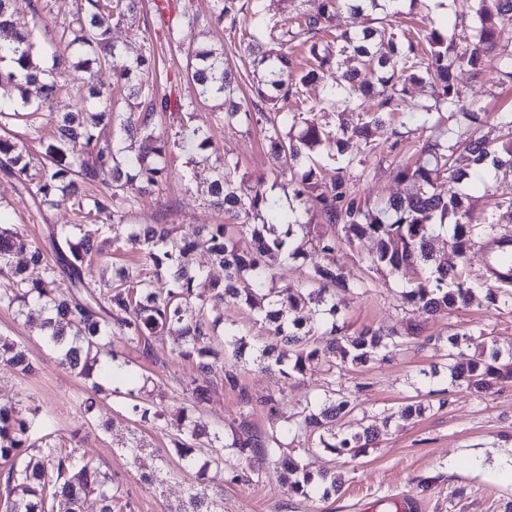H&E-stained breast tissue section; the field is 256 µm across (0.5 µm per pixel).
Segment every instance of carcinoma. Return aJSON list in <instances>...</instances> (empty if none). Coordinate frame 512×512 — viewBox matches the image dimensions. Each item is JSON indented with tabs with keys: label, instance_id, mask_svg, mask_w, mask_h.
<instances>
[{
	"label": "carcinoma",
	"instance_id": "1",
	"mask_svg": "<svg viewBox=\"0 0 512 512\" xmlns=\"http://www.w3.org/2000/svg\"><path fill=\"white\" fill-rule=\"evenodd\" d=\"M218 19L225 29L240 35L252 57L257 77L255 99L260 108L278 99L293 100L294 112H268L265 133L283 155L284 164L276 177L293 187L295 204L283 209L266 188L262 176L237 177L238 165L217 155L211 135L201 126L192 130L194 163L209 168L213 179L209 194L213 204L224 210V224L207 227L210 250L224 266V280L209 279L197 287L201 271L191 262L193 234L167 224H126L123 210L141 194L149 193L168 177L166 156L170 143L155 135L156 113L171 107L183 109L157 92L150 73L155 68L151 48L136 58H123L111 43V24L134 12L137 0H83L77 4L74 23L58 34L59 44L78 53L72 63L56 56V63L72 71V80L84 89L82 105L65 113L41 141L44 162L35 173L24 161L22 151L8 136L9 125L33 123L43 104L61 89L52 72L43 69L35 51L32 32L17 27L10 13V0H0V100L7 98L9 110L0 108V174L15 180L34 200L39 214L71 203L77 211L74 224H49L43 239L30 240L16 225L0 224V274L9 287L0 289V308L19 312L36 303L46 313L42 328L48 345L58 351L60 363L92 381L94 393L104 392L93 380L105 357L112 360V378L123 368L112 342L119 341L151 352V339L175 335L181 344L178 356L198 359L199 375L181 407L184 427L171 439V450L188 464L205 455L202 468L224 465V451L241 458L261 453L273 466L277 478L288 484L293 495L306 499L336 493V479L322 473L314 477L298 464L277 456L274 444L262 443L245 428L233 433L232 443L197 420L195 412L209 392L216 356L212 343L224 299L229 297L258 309L269 335L288 345L289 359L284 373L301 375L316 362L334 372L347 364H373L403 343L395 329L367 327L355 334L340 324L336 289L360 288L347 279L334 256L340 243L348 245L370 238L376 248L370 266L396 277L408 268L419 271L417 282L402 291L404 304L422 314L458 309L477 300L470 274L462 266L448 267L433 262L434 243L439 231L448 230V248L468 259L477 246L486 249L482 277L489 283L484 299L512 304V234L503 230L490 215L475 212L468 194L444 197L437 193L445 179L472 186L512 176V109L495 113L501 137L491 142L478 135L481 112L467 104L456 81V73L467 71L481 76L497 40L512 29V0H452V4L473 15L478 26L473 40L456 46L448 29L427 20L414 30L397 32L394 14L387 11L391 0H304L307 8L288 23H269L253 0L249 15L237 0H215ZM347 12L351 24L341 29L336 20ZM306 47L304 65L293 62L288 50ZM347 55L357 66L336 76L326 85L321 99L306 94L309 85L328 79ZM112 68V85L97 81V73ZM191 79L204 96L224 99V120L240 115L239 81L224 70V53L201 48L193 51L189 64ZM429 82L436 93L429 101L412 104L408 118L416 130L429 133L419 157L413 163H398L399 178L412 192L375 204L362 199L346 174L362 160L349 154L351 141L369 146L374 132L391 123L392 116L406 101L409 86ZM125 88L136 103L129 106L121 132L112 131L113 90ZM370 99L374 109L363 107ZM348 113L336 129L319 124L316 114L325 110ZM140 140L137 153H129L126 139ZM322 152L344 161L343 171L327 177L315 162ZM467 164H457L456 154ZM109 172L112 183L83 201L81 188L97 187L101 174ZM319 212L323 223L340 227L342 235L312 233L311 225L300 221V213ZM112 223H99L103 214ZM262 223L257 224L255 220ZM248 233L257 242L256 252L239 253L236 235ZM141 253L142 266L150 276L127 268L115 271L112 281L98 289L87 285L92 269L108 260L99 236ZM312 250L324 263L307 274L318 286L316 293L277 282L269 259L285 253L304 261ZM27 254L24 263L14 256ZM67 282V290L59 283ZM0 362L23 374L35 372L25 353L13 342L0 337ZM450 385L472 394H484L495 385L512 382V350L494 348L487 356L448 365ZM354 409L348 397L325 396L319 410L308 407L286 432L307 439L318 435L319 444L333 455L365 448L379 438L367 426L356 432L336 430V424ZM37 411L0 402V460L8 464L4 473V512H82L85 498L95 495L99 512H127L130 508L112 483V476L75 448L46 441H30ZM213 435L220 450L203 453L198 440ZM178 512H214L210 502L192 494Z\"/></svg>",
	"mask_w": 512,
	"mask_h": 512
}]
</instances>
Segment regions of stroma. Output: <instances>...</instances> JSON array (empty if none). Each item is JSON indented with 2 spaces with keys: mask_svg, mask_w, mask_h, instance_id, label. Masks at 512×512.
I'll use <instances>...</instances> for the list:
<instances>
[{
  "mask_svg": "<svg viewBox=\"0 0 512 512\" xmlns=\"http://www.w3.org/2000/svg\"><path fill=\"white\" fill-rule=\"evenodd\" d=\"M76 4L77 0H12L17 25L33 31L44 63H51L54 54L61 52L56 35L73 23ZM189 13L197 15V23L187 24ZM111 37L129 58L145 48L154 49L166 74L159 83L160 93L191 106L197 124L210 128L219 153L237 161L239 174L270 177L279 169L281 160L265 141L261 123L226 125L220 102L199 97L187 77L185 49L199 43L223 48L227 70H245L244 49L230 42L223 24L216 21L213 0H169L160 12L155 11L153 0H143L136 12L113 21ZM458 83L474 108L493 113L512 106V84H501L496 68H487L477 80L459 73ZM81 103L77 90L63 92L43 105L37 124L13 125L11 132L19 147L37 156L51 119L76 110ZM156 127L175 143L169 153L170 177L129 209L127 223L171 224L184 229L222 223L224 215L211 205L207 193L209 171L190 170V154L182 149L183 143L193 140L191 130L168 112L157 115ZM420 147L418 134L397 142L387 128L376 132L372 148L352 145L351 155L365 159L370 171L369 178L357 181L358 194L371 202L406 194L408 185L397 178L394 159L417 156ZM74 219L75 212L68 204L40 217L32 197L13 180L0 176V222L24 225L29 237L38 239L46 224H70ZM374 249L373 241L366 238L337 251L336 259L349 281L365 282L367 289L338 292L336 300L352 333L378 326L403 331L409 323L419 324L420 338H408L386 360L368 368L347 366L334 374L315 363L304 374L286 378L280 366L255 364L258 351L270 344L271 338L254 310L230 300L224 303V321L246 336L249 347L238 360L223 339L215 341L224 366L209 376L203 418L210 431L229 435L245 423L258 439L277 437L281 448L308 470L334 468L342 488L328 500L289 494L267 474V463L259 457L245 461L228 456L223 467L202 472L185 467L170 452V438L178 428L175 415L187 385L198 374L195 363L174 358L177 339L173 336L154 341L147 356L116 345L119 358L130 363V378L121 384L119 395L99 401L98 417L92 420L80 409L88 384L59 364L56 353L44 343L39 310L31 307L20 315L0 309V336L24 347L37 367L35 374L24 376L0 364V401L39 406L44 424L35 427V434L47 430L62 440H74L81 453L111 475L130 502L131 512H177L189 494L196 492L213 502L216 512H363L370 506L377 512H396L394 500L403 494L419 500L423 512H505L512 503V483L502 481L492 463L512 451V382L479 397L450 389L446 340L455 331L468 333L470 342L463 350L467 358L494 346L511 347L512 307L484 303L433 316L412 313L403 305L401 292L415 281V273L409 271L394 279L370 267L367 259ZM228 371L235 374L236 385L225 380ZM330 388L350 395L355 405L343 419V429L379 428L378 441L335 456L305 447L285 434L288 422ZM445 388L450 394L444 406L433 407L419 418L401 416L402 406L426 400L429 391ZM131 389L143 403L161 412V419L134 420L122 397ZM245 395L251 399L247 407L241 401ZM136 440L142 448L133 457L127 449ZM476 455L483 457L485 469L472 468L471 459ZM426 477L431 480L427 486L422 483ZM460 488L465 491L461 497L456 494Z\"/></svg>",
  "mask_w": 512,
  "mask_h": 512,
  "instance_id": "obj_1",
  "label": "stroma"
}]
</instances>
